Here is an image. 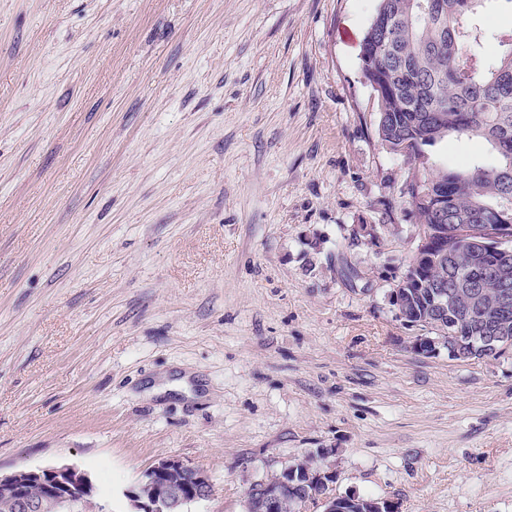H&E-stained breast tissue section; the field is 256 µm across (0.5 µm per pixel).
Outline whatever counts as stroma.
<instances>
[{
	"mask_svg": "<svg viewBox=\"0 0 512 512\" xmlns=\"http://www.w3.org/2000/svg\"><path fill=\"white\" fill-rule=\"evenodd\" d=\"M377 0H0V470L190 512L325 454L330 493L512 512V349L419 351L414 167L378 139ZM375 225L376 236L364 233ZM180 474L179 482L168 480ZM151 487L153 494L145 496L143 489ZM212 493L207 474L176 457H165L145 470L124 495L131 510L127 512H188V507L207 501Z\"/></svg>",
	"mask_w": 512,
	"mask_h": 512,
	"instance_id": "1",
	"label": "stroma"
}]
</instances>
